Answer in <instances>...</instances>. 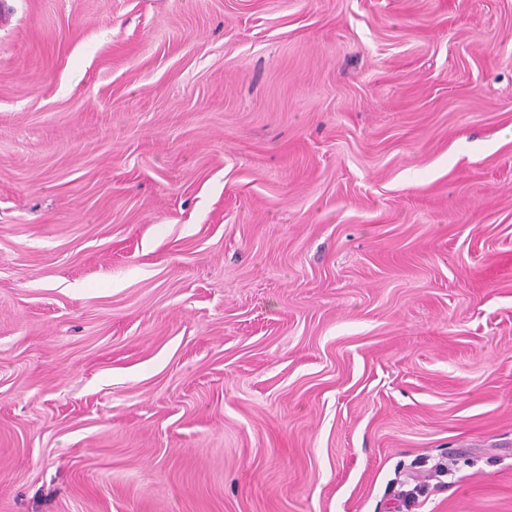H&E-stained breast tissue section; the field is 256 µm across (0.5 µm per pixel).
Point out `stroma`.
Listing matches in <instances>:
<instances>
[{"instance_id": "35a3bbf8", "label": "stroma", "mask_w": 512, "mask_h": 512, "mask_svg": "<svg viewBox=\"0 0 512 512\" xmlns=\"http://www.w3.org/2000/svg\"><path fill=\"white\" fill-rule=\"evenodd\" d=\"M0 512H512V0H0Z\"/></svg>"}]
</instances>
